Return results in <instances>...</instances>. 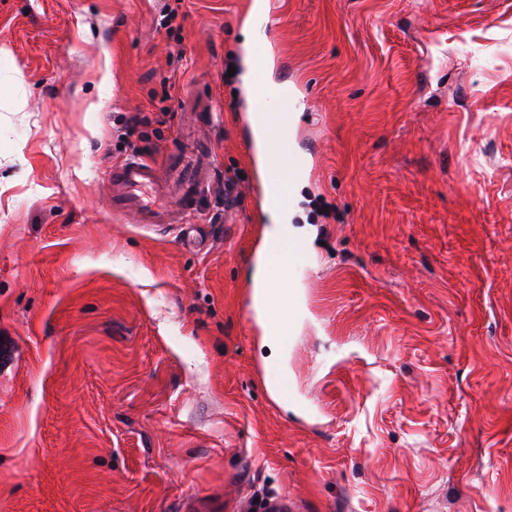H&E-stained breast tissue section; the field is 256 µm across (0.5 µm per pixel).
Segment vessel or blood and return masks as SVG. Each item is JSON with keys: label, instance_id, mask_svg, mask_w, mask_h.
Instances as JSON below:
<instances>
[{"label": "vessel or blood", "instance_id": "b4317fda", "mask_svg": "<svg viewBox=\"0 0 512 512\" xmlns=\"http://www.w3.org/2000/svg\"><path fill=\"white\" fill-rule=\"evenodd\" d=\"M167 167L178 180L177 208L159 206V199L167 194L166 181L153 163L133 153L108 174L113 213L161 228L187 223L212 186L213 157L201 148L184 145L168 152Z\"/></svg>", "mask_w": 512, "mask_h": 512}]
</instances>
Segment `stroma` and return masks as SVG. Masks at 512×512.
<instances>
[{
  "mask_svg": "<svg viewBox=\"0 0 512 512\" xmlns=\"http://www.w3.org/2000/svg\"><path fill=\"white\" fill-rule=\"evenodd\" d=\"M252 2L0 0V512H512V0H275L284 349L247 320ZM190 128L186 227L113 214ZM244 35V43L248 48V56L244 61L246 66L244 81L248 87L251 98L255 99L261 95L263 89L260 87L256 79V61L253 50L254 47L263 40L258 37L255 26L253 22L250 21H247L244 26Z\"/></svg>",
  "mask_w": 512,
  "mask_h": 512,
  "instance_id": "stroma-1",
  "label": "stroma"
}]
</instances>
